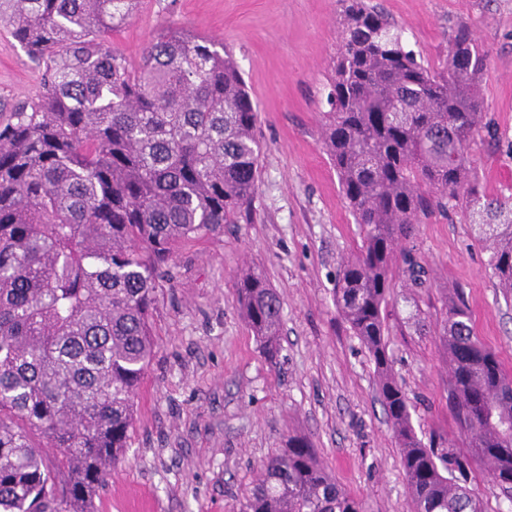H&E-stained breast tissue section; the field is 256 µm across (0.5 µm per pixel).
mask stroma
<instances>
[{
	"instance_id": "obj_1",
	"label": "stroma",
	"mask_w": 512,
	"mask_h": 512,
	"mask_svg": "<svg viewBox=\"0 0 512 512\" xmlns=\"http://www.w3.org/2000/svg\"><path fill=\"white\" fill-rule=\"evenodd\" d=\"M369 2L437 70L455 27L472 29L489 58L481 86L491 125L475 138L472 164L489 192L512 190V0ZM340 13L338 0H141L108 40L134 64L164 30L222 43L257 105L261 156L250 216L178 247L158 282L155 353L128 446L93 512H238L260 462L294 435L312 441L366 512H412L374 365L334 300L337 271L362 240L322 146ZM42 70L0 20V99L37 95ZM407 248L427 283L399 289L387 309L393 372L419 438L465 455L435 325L446 299L461 297L476 336L512 371V301L461 209L423 218ZM250 269L283 302L274 368L239 312L237 279Z\"/></svg>"
}]
</instances>
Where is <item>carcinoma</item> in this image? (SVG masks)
I'll use <instances>...</instances> for the list:
<instances>
[{
	"instance_id": "obj_1",
	"label": "carcinoma",
	"mask_w": 512,
	"mask_h": 512,
	"mask_svg": "<svg viewBox=\"0 0 512 512\" xmlns=\"http://www.w3.org/2000/svg\"><path fill=\"white\" fill-rule=\"evenodd\" d=\"M343 19L322 139L362 244L336 308L370 352L413 512H486L465 463L426 447L388 352L397 253L421 218L461 206L512 299V196L471 173L488 56L458 25L441 72L366 0ZM139 0H0L14 40L45 65L34 98L0 101V512H88L126 448L155 352L156 282L180 244L237 224L257 190V106L224 45L163 31L131 66L107 38ZM407 288L426 286L412 256ZM243 319L280 357L281 301L237 281ZM448 408L487 477L512 491V373L475 336L462 300L435 332ZM57 449L55 461L44 448ZM240 512H365L310 440L257 468Z\"/></svg>"
}]
</instances>
